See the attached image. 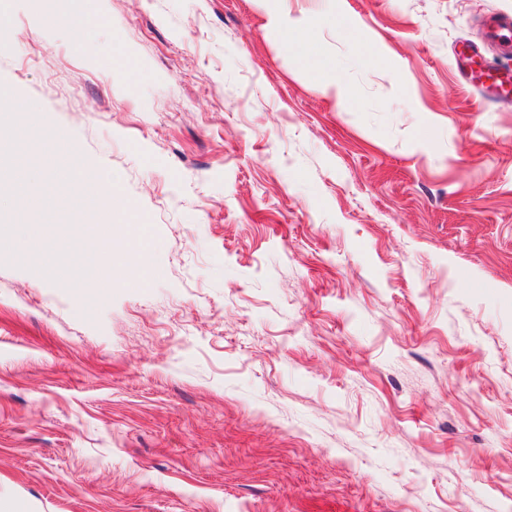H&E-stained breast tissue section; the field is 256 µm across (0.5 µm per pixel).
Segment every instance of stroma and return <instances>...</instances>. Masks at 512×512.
<instances>
[{"instance_id":"1","label":"stroma","mask_w":512,"mask_h":512,"mask_svg":"<svg viewBox=\"0 0 512 512\" xmlns=\"http://www.w3.org/2000/svg\"><path fill=\"white\" fill-rule=\"evenodd\" d=\"M0 0V81L123 210L99 296L0 185V512H512V0ZM335 72L357 97L315 81ZM267 26L278 32L286 41L294 42L308 58L319 57L322 46L300 25L288 19V10L275 7L267 12ZM486 37L497 45L501 54L512 55V17H492L487 24ZM455 62L465 66L466 80L487 96L508 100L512 98V70L509 67L490 64L482 50L471 44H462L454 51Z\"/></svg>"}]
</instances>
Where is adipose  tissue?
Here are the masks:
<instances>
[{"label":"adipose tissue","mask_w":512,"mask_h":512,"mask_svg":"<svg viewBox=\"0 0 512 512\" xmlns=\"http://www.w3.org/2000/svg\"><path fill=\"white\" fill-rule=\"evenodd\" d=\"M267 25L284 39L294 42L309 58L319 57L323 49L315 38L297 23L289 20L287 11L273 8L267 13ZM50 174L36 171L30 164L24 142H17L12 166L6 177L17 186L36 185L43 207L49 211L75 213L87 209L111 211L118 199L115 189L103 188L97 172L79 158L70 133L61 127L47 132ZM28 234L36 239H49L51 252L62 278L77 282L93 293H111L124 273L112 262L113 228L108 224H75L70 234L48 236L43 224H31ZM87 240L92 252L99 256L96 264L86 263L77 253L76 239Z\"/></svg>","instance_id":"ef3b65f1"}]
</instances>
